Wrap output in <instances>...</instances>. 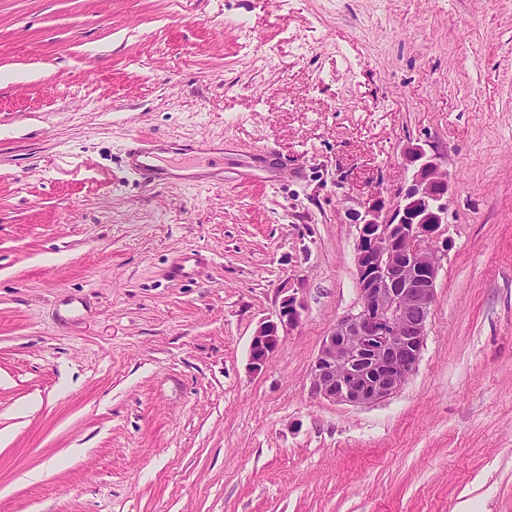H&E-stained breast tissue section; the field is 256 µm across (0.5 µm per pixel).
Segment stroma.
I'll list each match as a JSON object with an SVG mask.
<instances>
[{
	"mask_svg": "<svg viewBox=\"0 0 512 512\" xmlns=\"http://www.w3.org/2000/svg\"><path fill=\"white\" fill-rule=\"evenodd\" d=\"M133 134L223 183L139 182ZM417 143L448 179L417 369L327 401L349 215ZM0 512H512V0H0ZM298 317L299 311L296 299L287 297L281 303L278 321L268 320L259 326L250 344L251 364L255 368L262 367L267 363L278 345L280 330L287 333L288 329L295 326Z\"/></svg>",
	"mask_w": 512,
	"mask_h": 512,
	"instance_id": "stroma-1",
	"label": "stroma"
}]
</instances>
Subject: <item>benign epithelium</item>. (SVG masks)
I'll return each instance as SVG.
<instances>
[{
    "mask_svg": "<svg viewBox=\"0 0 512 512\" xmlns=\"http://www.w3.org/2000/svg\"><path fill=\"white\" fill-rule=\"evenodd\" d=\"M413 174L393 207L381 197L356 212L355 265L361 305L323 338L311 367L314 394L365 406L399 390L415 372L435 302L438 254L448 248L438 229L447 223L448 179L437 156L423 146L405 152ZM297 301L285 298L278 320L262 323L250 344L259 368L280 333L298 321Z\"/></svg>",
    "mask_w": 512,
    "mask_h": 512,
    "instance_id": "1",
    "label": "benign epithelium"
}]
</instances>
